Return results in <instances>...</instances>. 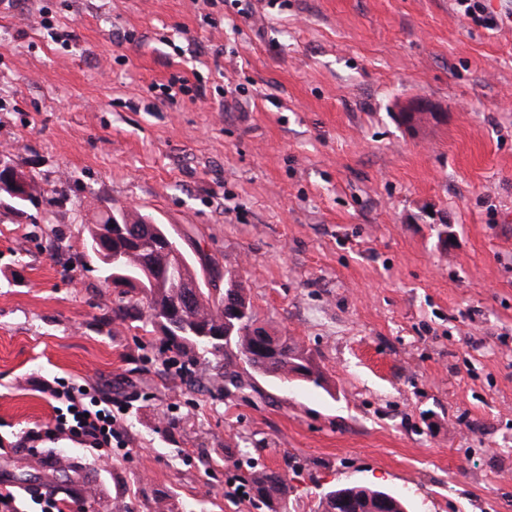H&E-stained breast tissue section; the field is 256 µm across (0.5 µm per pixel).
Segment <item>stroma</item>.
<instances>
[{
    "label": "stroma",
    "instance_id": "obj_1",
    "mask_svg": "<svg viewBox=\"0 0 512 512\" xmlns=\"http://www.w3.org/2000/svg\"><path fill=\"white\" fill-rule=\"evenodd\" d=\"M201 96L164 102L171 76ZM0 482L83 512H288L330 486L408 512H512V23L454 0H0ZM167 225L203 283L242 281L321 385L253 376L123 322L84 248L100 206ZM448 240L440 242L439 225ZM118 401L111 457L42 386ZM485 0H455L458 13L475 24L494 30L500 25L501 19L488 11ZM2 173V175H1ZM32 193L30 181L11 162L7 151H0V197L28 199ZM241 480L249 487L252 503L257 509L283 511L288 499V482L282 474L269 469L252 468Z\"/></svg>",
    "mask_w": 512,
    "mask_h": 512
}]
</instances>
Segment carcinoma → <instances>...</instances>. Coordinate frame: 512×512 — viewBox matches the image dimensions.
Wrapping results in <instances>:
<instances>
[{
	"label": "carcinoma",
	"mask_w": 512,
	"mask_h": 512,
	"mask_svg": "<svg viewBox=\"0 0 512 512\" xmlns=\"http://www.w3.org/2000/svg\"><path fill=\"white\" fill-rule=\"evenodd\" d=\"M112 211L101 210L86 224V240H93L101 227L108 223ZM162 230L168 240L169 249H147L142 253L123 259L124 273L132 277H140V264L148 262L169 273L165 288L126 287L127 279L112 280V274L102 272L104 282H113L120 289L122 298L115 317L122 320L134 319L136 315L145 312L152 319L158 312L164 310L167 303L182 297L185 289L181 285L186 281L196 279L191 262L178 240L171 234L166 225L159 224L144 231L146 239H151L157 230ZM257 322V316L245 288L236 283L233 289L225 288L219 296L212 295L210 289H199L197 297L192 302L186 326L205 325L209 330L222 332L220 336H194L192 334H174L168 337L169 343L180 352L194 349L201 350L219 360L224 361V384L234 388L242 387L241 375L237 368L248 373L268 375L273 374L283 379L298 367L305 369L301 377L303 381L319 383L320 376L315 371L308 352L291 339L280 340L277 358L267 360L260 328H251ZM244 485L249 487L252 503L259 509L268 512H279L286 506L288 499V482L280 473L264 468H254L242 478ZM381 491L363 485L331 487L320 493L318 512H336V499L343 498L350 502L348 512H404L407 508L404 498L395 496L385 507L378 503Z\"/></svg>",
	"instance_id": "cac0c4a2"
}]
</instances>
